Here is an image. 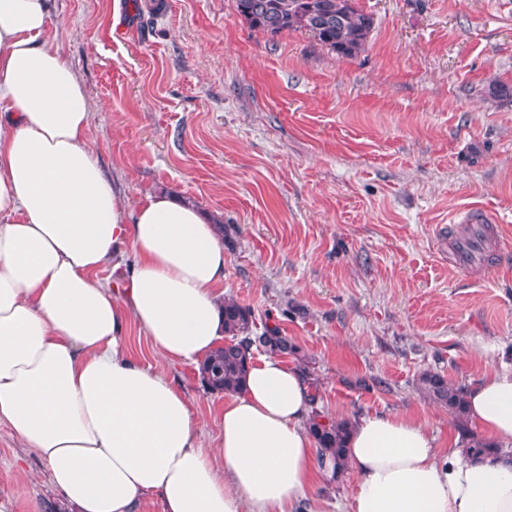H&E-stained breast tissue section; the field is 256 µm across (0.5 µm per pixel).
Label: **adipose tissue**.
Here are the masks:
<instances>
[{
    "label": "adipose tissue",
    "instance_id": "adipose-tissue-1",
    "mask_svg": "<svg viewBox=\"0 0 512 512\" xmlns=\"http://www.w3.org/2000/svg\"><path fill=\"white\" fill-rule=\"evenodd\" d=\"M49 0H0V424L77 512H293L352 468L345 512H512V455L441 452L417 419H353L343 462L308 430L313 389L269 355L204 441L169 373L126 352L134 321L168 364L224 334V241L200 208L148 194L127 208L88 143L89 104L48 36ZM121 287L98 279L121 247ZM467 418L512 444V372L466 390Z\"/></svg>",
    "mask_w": 512,
    "mask_h": 512
}]
</instances>
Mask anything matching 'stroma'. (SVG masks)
I'll return each instance as SVG.
<instances>
[{
    "instance_id": "stroma-1",
    "label": "stroma",
    "mask_w": 512,
    "mask_h": 512,
    "mask_svg": "<svg viewBox=\"0 0 512 512\" xmlns=\"http://www.w3.org/2000/svg\"><path fill=\"white\" fill-rule=\"evenodd\" d=\"M53 0L51 35L88 95L94 155L127 206L148 192L224 224V295L279 327L335 419L408 415L460 439L422 373L512 371V254L448 266L435 227L478 205L512 242V0H355L374 28L342 59L271 37L234 0ZM179 386L217 433L223 393ZM0 495L53 512L45 462L0 424Z\"/></svg>"
}]
</instances>
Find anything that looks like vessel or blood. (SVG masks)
<instances>
[{"label":"vessel or blood","mask_w":512,"mask_h":512,"mask_svg":"<svg viewBox=\"0 0 512 512\" xmlns=\"http://www.w3.org/2000/svg\"><path fill=\"white\" fill-rule=\"evenodd\" d=\"M439 240L447 246L454 267L465 270L480 265L485 272L494 271L486 255L499 247L498 230L483 208L472 206L452 217Z\"/></svg>","instance_id":"vessel-or-blood-1"}]
</instances>
